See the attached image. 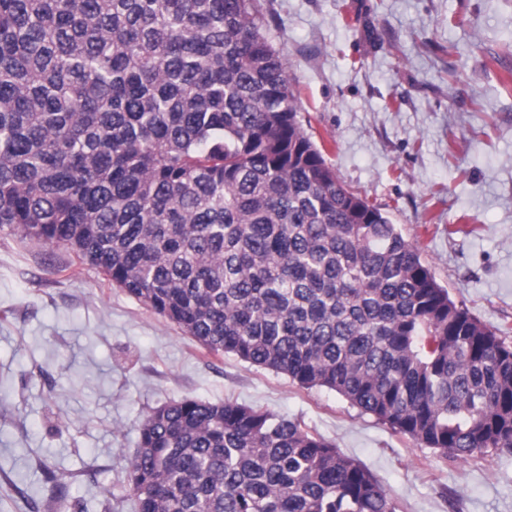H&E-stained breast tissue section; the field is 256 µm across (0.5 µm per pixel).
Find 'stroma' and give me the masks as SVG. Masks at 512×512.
Segmentation results:
<instances>
[{"mask_svg":"<svg viewBox=\"0 0 512 512\" xmlns=\"http://www.w3.org/2000/svg\"><path fill=\"white\" fill-rule=\"evenodd\" d=\"M256 6L340 181L512 344V0ZM183 397L300 422L397 512H512V450L449 461L333 391L205 353L69 249L0 231V512H135L137 427Z\"/></svg>","mask_w":512,"mask_h":512,"instance_id":"stroma-1","label":"stroma"}]
</instances>
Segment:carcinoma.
Here are the masks:
<instances>
[{
	"label": "carcinoma",
	"instance_id": "obj_1",
	"mask_svg": "<svg viewBox=\"0 0 512 512\" xmlns=\"http://www.w3.org/2000/svg\"><path fill=\"white\" fill-rule=\"evenodd\" d=\"M298 112L254 0H0V230L450 461L511 450L512 345ZM138 432L137 512H396L365 467L260 409L185 397Z\"/></svg>",
	"mask_w": 512,
	"mask_h": 512
}]
</instances>
